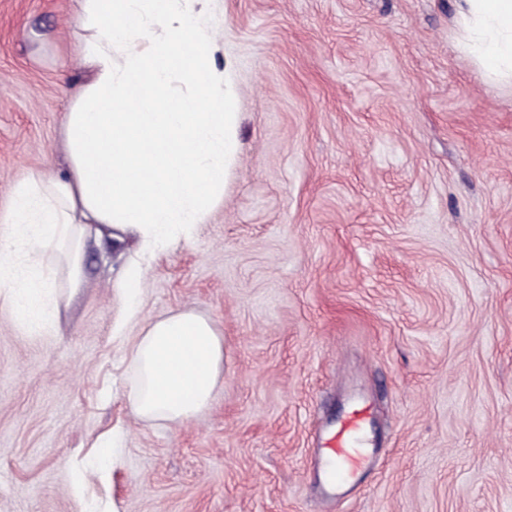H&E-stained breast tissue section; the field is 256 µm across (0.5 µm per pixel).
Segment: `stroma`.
<instances>
[{"label":"stroma","mask_w":512,"mask_h":512,"mask_svg":"<svg viewBox=\"0 0 512 512\" xmlns=\"http://www.w3.org/2000/svg\"><path fill=\"white\" fill-rule=\"evenodd\" d=\"M241 114L223 199L141 262L88 242L53 327L0 312V512H512V87L455 0H222ZM78 0H0V221L62 173ZM211 319L224 375L184 424L129 408L140 327ZM369 462L326 497L316 441L359 404ZM114 434V463L95 444ZM142 288V269L138 265L129 266L124 273V294L129 309L136 312L134 305Z\"/></svg>","instance_id":"1"}]
</instances>
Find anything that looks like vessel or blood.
Here are the masks:
<instances>
[{
  "label": "vessel or blood",
  "mask_w": 512,
  "mask_h": 512,
  "mask_svg": "<svg viewBox=\"0 0 512 512\" xmlns=\"http://www.w3.org/2000/svg\"><path fill=\"white\" fill-rule=\"evenodd\" d=\"M367 416L366 409L355 408L336 432L321 442L323 480L328 492H335L355 479L362 464L358 440Z\"/></svg>",
  "instance_id": "1"
}]
</instances>
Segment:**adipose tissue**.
Returning a JSON list of instances; mask_svg holds the SVG:
<instances>
[{
  "instance_id": "ef3b65f1",
  "label": "adipose tissue",
  "mask_w": 512,
  "mask_h": 512,
  "mask_svg": "<svg viewBox=\"0 0 512 512\" xmlns=\"http://www.w3.org/2000/svg\"><path fill=\"white\" fill-rule=\"evenodd\" d=\"M217 0H81L86 83L63 118L64 174L28 173L0 232V305L58 309L85 286L89 240L129 230L145 245L189 239L222 199L239 115L207 18ZM465 51L512 82V0H457ZM150 84H143V76ZM64 291H56V284ZM132 413L179 424L224 372L214 322L180 310L147 322L132 352Z\"/></svg>"
}]
</instances>
